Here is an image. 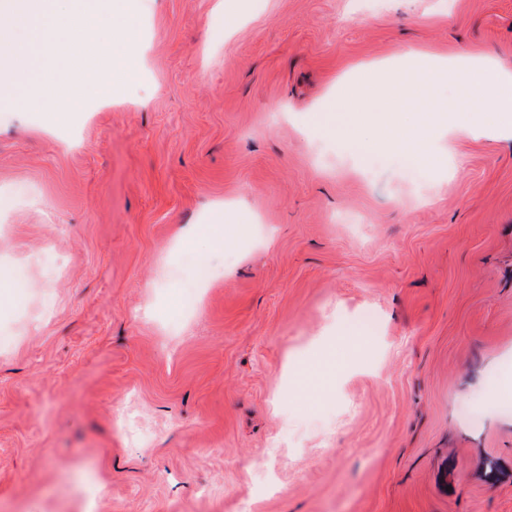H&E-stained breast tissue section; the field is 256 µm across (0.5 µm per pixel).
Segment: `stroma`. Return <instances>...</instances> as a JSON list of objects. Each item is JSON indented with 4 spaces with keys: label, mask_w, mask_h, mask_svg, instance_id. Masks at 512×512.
<instances>
[{
    "label": "stroma",
    "mask_w": 512,
    "mask_h": 512,
    "mask_svg": "<svg viewBox=\"0 0 512 512\" xmlns=\"http://www.w3.org/2000/svg\"><path fill=\"white\" fill-rule=\"evenodd\" d=\"M244 3L143 0L112 99L0 112V512H83L85 462L96 512H512V133L309 121L373 62L512 72V0Z\"/></svg>",
    "instance_id": "obj_1"
}]
</instances>
